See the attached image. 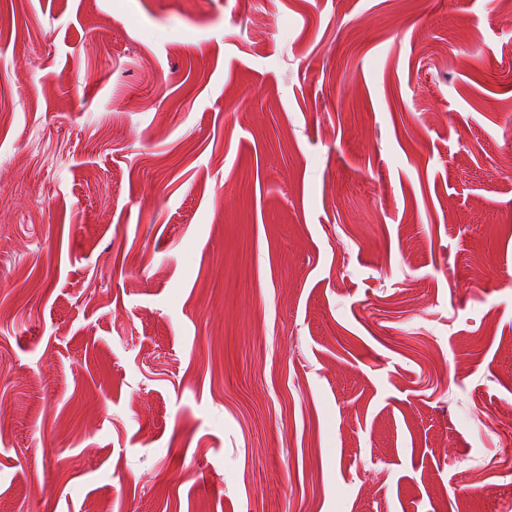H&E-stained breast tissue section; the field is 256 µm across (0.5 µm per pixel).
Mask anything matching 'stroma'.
<instances>
[{"label":"stroma","instance_id":"35a3bbf8","mask_svg":"<svg viewBox=\"0 0 512 512\" xmlns=\"http://www.w3.org/2000/svg\"><path fill=\"white\" fill-rule=\"evenodd\" d=\"M0 0V512H512V15Z\"/></svg>","mask_w":512,"mask_h":512}]
</instances>
